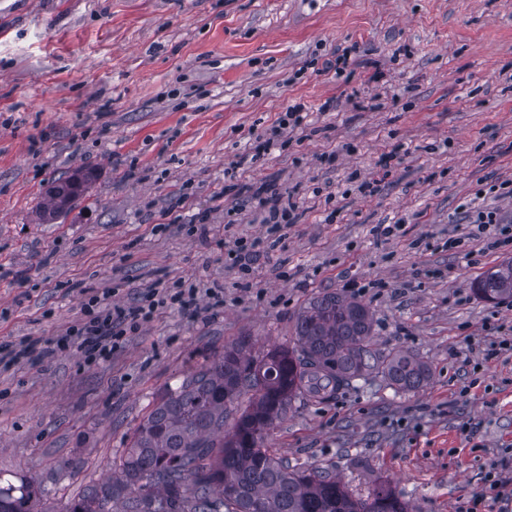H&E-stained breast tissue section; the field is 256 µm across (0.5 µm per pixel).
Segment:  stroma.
Wrapping results in <instances>:
<instances>
[{
  "label": "stroma",
  "instance_id": "1",
  "mask_svg": "<svg viewBox=\"0 0 512 512\" xmlns=\"http://www.w3.org/2000/svg\"><path fill=\"white\" fill-rule=\"evenodd\" d=\"M345 47L350 84L309 68ZM293 101L311 107L307 129L252 160ZM236 162L300 213L246 280L224 253L264 227L224 190ZM82 168L85 195L37 223L55 180ZM354 173L378 192L352 188ZM491 182H512V0H0V347L64 334L88 291H224L222 309L204 294L197 316L166 309L109 359L71 348L0 368V472L36 477L46 512H63L111 478L167 389L240 337L293 344L298 311L336 291L370 306L378 349L417 354L433 377L296 401L266 447L356 493L387 482L411 512L477 498L500 512L484 476L512 473V352L485 354L512 334V299L471 283L512 243L488 248L461 209ZM182 190L205 232H154ZM380 224L397 230L377 237Z\"/></svg>",
  "mask_w": 512,
  "mask_h": 512
}]
</instances>
